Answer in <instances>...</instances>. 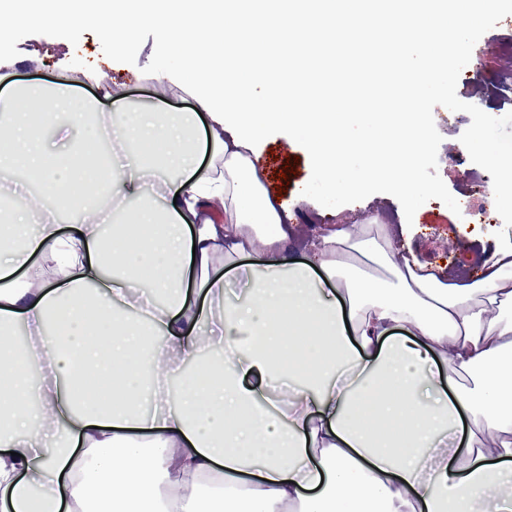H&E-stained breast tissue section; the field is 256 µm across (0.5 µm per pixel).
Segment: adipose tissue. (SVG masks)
I'll return each instance as SVG.
<instances>
[{
  "instance_id": "adipose-tissue-1",
  "label": "adipose tissue",
  "mask_w": 512,
  "mask_h": 512,
  "mask_svg": "<svg viewBox=\"0 0 512 512\" xmlns=\"http://www.w3.org/2000/svg\"><path fill=\"white\" fill-rule=\"evenodd\" d=\"M461 0H277V37L253 0H0L9 24L92 26L111 55L145 22L179 47L209 119L140 113L101 126L96 151L45 158L33 127L83 123L68 89L26 91L35 112L0 114V172L39 177L36 202L0 209V512H487L512 502V242L479 280L437 274L388 226L336 224L291 256L293 214L258 165L268 129L312 144L325 191L354 195L393 174L417 201L432 149L422 89L463 50ZM388 76L396 109L372 139H347L316 84L325 46ZM429 50L425 67L409 62ZM260 98L261 112L245 111ZM363 160L358 174L340 153ZM92 196L62 233L44 200ZM131 221L106 225L127 202ZM36 228H29L30 219ZM248 276L237 303L224 280ZM23 326L24 346L12 343ZM47 377L32 385L29 365ZM484 420L457 443L463 421Z\"/></svg>"
}]
</instances>
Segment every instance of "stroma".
<instances>
[{
	"label": "stroma",
	"mask_w": 512,
	"mask_h": 512,
	"mask_svg": "<svg viewBox=\"0 0 512 512\" xmlns=\"http://www.w3.org/2000/svg\"><path fill=\"white\" fill-rule=\"evenodd\" d=\"M481 43L490 53L484 60L472 61L463 69L457 84L458 97L474 104L487 114L501 117L512 112V87L504 74L507 64L493 54L494 46L512 45V24L498 25L482 38ZM103 53L95 32L76 30L71 46L66 50H53L38 61L16 55L11 68L0 69V100L24 92L26 86L39 85L48 89L68 86L75 100L85 105L86 123L75 128L70 137L63 138L51 131H41L36 147L45 153L60 154L71 151L81 137L94 133L103 119L113 114L112 102L121 99L129 112H188L194 102L183 94H171L165 103H156L154 64L178 67V54L159 27L146 23L137 33V44L131 51L114 59L111 79L94 85L83 79L86 65L102 63ZM435 125L443 141L438 149L437 171L460 206L485 216L484 223L461 225L460 219L441 201L432 199L422 205L414 215L415 232L409 246L424 262L443 266L450 271H461L469 277L479 274L483 250L492 249L498 226L493 211L488 210L484 193L492 184L489 173L471 162L461 134L468 128L471 118L464 112H448L435 107ZM259 165L264 173L270 195L279 196L293 209L299 224L298 231L307 234L323 224H401L405 221L403 209L396 198L377 193L368 198L337 208L320 205L297 204L296 197L311 176V162L306 150L284 134H275L258 146Z\"/></svg>",
	"instance_id": "1"
}]
</instances>
